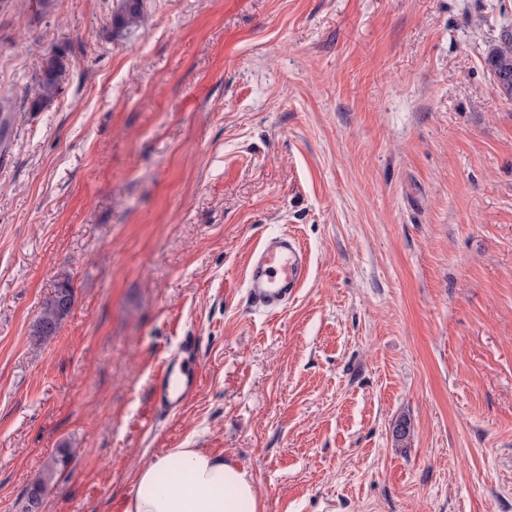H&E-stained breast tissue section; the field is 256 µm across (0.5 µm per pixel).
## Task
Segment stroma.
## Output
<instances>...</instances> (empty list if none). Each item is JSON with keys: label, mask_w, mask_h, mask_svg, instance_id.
<instances>
[{"label": "stroma", "mask_w": 512, "mask_h": 512, "mask_svg": "<svg viewBox=\"0 0 512 512\" xmlns=\"http://www.w3.org/2000/svg\"><path fill=\"white\" fill-rule=\"evenodd\" d=\"M115 3L0 0V512L64 445L45 512H120L173 448L246 467L257 512H512V0H145L121 33ZM275 232L310 276L267 315ZM186 335L202 382L157 414ZM486 60L503 95L512 99V37L504 34L499 44L491 47ZM498 80L503 81L502 85ZM64 70L62 57L54 55L46 61L37 80L32 108H40L57 97L61 92V76ZM310 272L308 253L286 233H272L254 249L245 288L250 306L269 315L288 306ZM62 282L56 284L54 292L43 302L33 325V336L37 342H46L56 335L61 324L70 315L72 307L61 300Z\"/></svg>", "instance_id": "obj_1"}]
</instances>
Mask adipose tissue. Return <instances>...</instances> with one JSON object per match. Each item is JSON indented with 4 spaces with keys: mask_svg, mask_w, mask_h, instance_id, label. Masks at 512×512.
I'll return each mask as SVG.
<instances>
[{
    "mask_svg": "<svg viewBox=\"0 0 512 512\" xmlns=\"http://www.w3.org/2000/svg\"><path fill=\"white\" fill-rule=\"evenodd\" d=\"M122 512H257L245 467L200 448H175L143 465Z\"/></svg>",
    "mask_w": 512,
    "mask_h": 512,
    "instance_id": "ef3b65f1",
    "label": "adipose tissue"
}]
</instances>
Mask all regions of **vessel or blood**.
I'll return each instance as SVG.
<instances>
[{
  "instance_id": "1",
  "label": "vessel or blood",
  "mask_w": 512,
  "mask_h": 512,
  "mask_svg": "<svg viewBox=\"0 0 512 512\" xmlns=\"http://www.w3.org/2000/svg\"><path fill=\"white\" fill-rule=\"evenodd\" d=\"M310 260L298 241L285 233H273L254 249L246 274L247 300L254 310L272 315L291 302L307 281ZM184 359L162 363L154 374L152 401L155 410L167 414L195 394L200 370L195 358V339L182 341Z\"/></svg>"
}]
</instances>
